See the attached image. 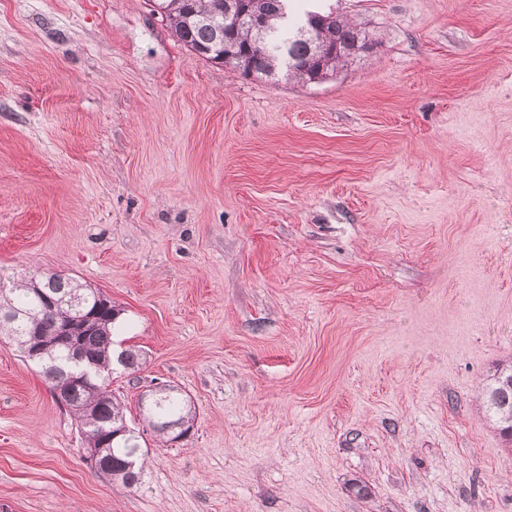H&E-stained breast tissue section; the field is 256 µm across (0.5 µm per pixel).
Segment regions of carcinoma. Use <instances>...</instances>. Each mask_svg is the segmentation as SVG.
I'll return each instance as SVG.
<instances>
[{
    "instance_id": "obj_1",
    "label": "carcinoma",
    "mask_w": 512,
    "mask_h": 512,
    "mask_svg": "<svg viewBox=\"0 0 512 512\" xmlns=\"http://www.w3.org/2000/svg\"><path fill=\"white\" fill-rule=\"evenodd\" d=\"M162 20L173 36L198 57L236 71L248 52L251 75L271 78L282 72L309 84H319L345 65L347 58L312 53L313 41L341 49L363 40L362 28L332 11H309L302 18L289 12L290 0H257L255 10L264 19L262 35L225 18L227 0H156ZM60 301L54 309H40L39 295ZM112 300L93 288H83L56 272L25 269L0 277V336L6 345L34 362L51 384L54 397L63 400L74 416L84 445L99 448L104 463L97 473L132 488L140 471L132 461L143 456L141 432L127 425L124 406L109 390L117 368L132 374L140 354L122 351L112 359V333L116 316ZM92 315L93 323L74 333L84 354L82 366L68 369V323ZM486 416L500 434L512 441V366H496L485 386ZM138 415L163 442L176 432L188 433L195 423L191 402L170 387L146 391L138 398Z\"/></svg>"
}]
</instances>
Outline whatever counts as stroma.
I'll return each mask as SVG.
<instances>
[{
    "mask_svg": "<svg viewBox=\"0 0 512 512\" xmlns=\"http://www.w3.org/2000/svg\"><path fill=\"white\" fill-rule=\"evenodd\" d=\"M377 47L307 84L146 0H0V274L121 315L128 490L0 344V512H512L482 387L512 361V0H294ZM195 407L161 443L136 410ZM138 415L163 442H174V432L189 433L195 423L196 410L191 402L170 386L146 391L138 398Z\"/></svg>",
    "mask_w": 512,
    "mask_h": 512,
    "instance_id": "stroma-1",
    "label": "stroma"
}]
</instances>
